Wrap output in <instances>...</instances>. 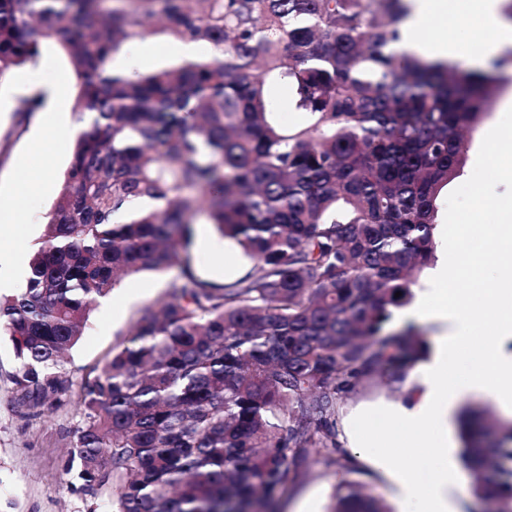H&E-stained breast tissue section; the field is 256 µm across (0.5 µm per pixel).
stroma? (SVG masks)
Listing matches in <instances>:
<instances>
[{"instance_id": "35a3bbf8", "label": "stroma", "mask_w": 512, "mask_h": 512, "mask_svg": "<svg viewBox=\"0 0 512 512\" xmlns=\"http://www.w3.org/2000/svg\"><path fill=\"white\" fill-rule=\"evenodd\" d=\"M66 89L62 98L64 118L73 115L75 77L64 55L54 43L43 46L38 67L16 72L0 83V184L8 185L16 174L30 180L42 179V152L31 149V141L40 136L35 124L25 123L19 112L20 100L32 89L48 84ZM512 96V85L496 98L489 114L471 138L468 159L462 174L444 188L438 200V221L456 224L468 218L466 233L484 240L483 225L499 223L498 213L483 205L480 190L493 183L497 174L512 168V153L506 145L512 141V116L503 111L505 98ZM56 180L27 198L24 206V231L14 233L0 228V251L30 261L39 248L46 230L47 215L56 199L57 180L66 170L72 153L71 141L49 144ZM193 256L198 274L207 280L223 283L246 273L252 266L239 247L220 238L213 225L198 219L194 226ZM168 275L142 273L125 278L106 301L98 303L78 344L68 355L67 367L74 379L85 372L120 342L139 310L153 305L165 291ZM15 365L13 346L0 340V512H87L96 505L97 512H115L111 487H104L97 499L80 490L81 482L67 469L68 443L80 415L75 404L33 413L15 407L9 374ZM358 460L356 472L343 475L336 465L315 457L308 475L280 495L281 512H298L302 500L317 494L315 512H326L336 484L342 477L360 483L366 494L391 502L386 478L365 461L358 449H350Z\"/></svg>"}]
</instances>
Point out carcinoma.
I'll return each instance as SVG.
<instances>
[{
	"label": "carcinoma",
	"instance_id": "carcinoma-1",
	"mask_svg": "<svg viewBox=\"0 0 512 512\" xmlns=\"http://www.w3.org/2000/svg\"><path fill=\"white\" fill-rule=\"evenodd\" d=\"M409 13L408 0H0V83L50 40L86 122L25 283L0 296L13 404L61 405L65 354L97 302L125 277L178 270L81 378L70 454L85 494L112 483L117 512H271L313 455L355 471L336 423L364 382L412 393L428 342L387 326L435 259L437 200L502 77L395 54ZM155 33L214 52L112 70ZM270 83L307 124L280 122ZM43 104L32 93L21 111ZM201 215L254 261L246 274H197ZM458 423L469 512H512V423L468 406ZM329 512L391 510L343 479Z\"/></svg>",
	"mask_w": 512,
	"mask_h": 512
}]
</instances>
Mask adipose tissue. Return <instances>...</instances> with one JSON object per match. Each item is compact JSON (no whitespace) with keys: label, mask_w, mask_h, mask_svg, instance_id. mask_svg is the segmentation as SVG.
<instances>
[{"label":"adipose tissue","mask_w":512,"mask_h":512,"mask_svg":"<svg viewBox=\"0 0 512 512\" xmlns=\"http://www.w3.org/2000/svg\"><path fill=\"white\" fill-rule=\"evenodd\" d=\"M503 0H464L463 12L477 32L469 45L453 38L435 40L430 19L447 17V0H413L401 41L395 49L431 60H463L474 68L512 48V22L503 18ZM484 252L464 253L459 225L435 229L441 257L430 286L395 324L430 322L437 326L430 354L417 370L415 393L406 402L358 415L346 431L348 445L368 448V463L387 479L397 512H459L461 483L454 465L437 468L428 486L413 477L411 459L382 454L383 445L403 437L419 448L456 447L453 423L465 398L490 396L512 415V224L491 227ZM484 302L493 325L480 350H472L476 321L472 304Z\"/></svg>","instance_id":"obj_1"}]
</instances>
